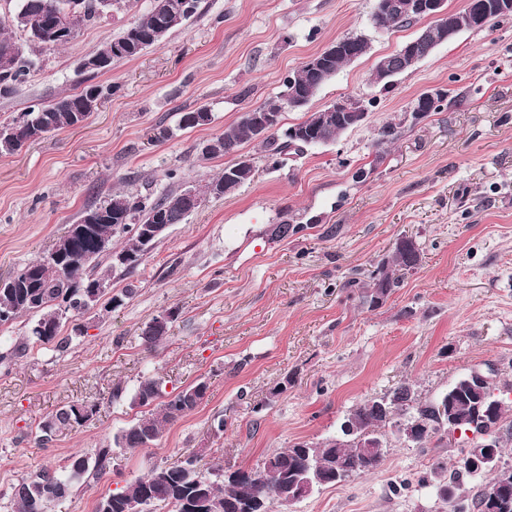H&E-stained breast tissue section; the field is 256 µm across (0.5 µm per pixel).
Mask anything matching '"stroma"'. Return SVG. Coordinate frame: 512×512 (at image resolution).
I'll list each match as a JSON object with an SVG mask.
<instances>
[{
  "label": "stroma",
  "instance_id": "obj_1",
  "mask_svg": "<svg viewBox=\"0 0 512 512\" xmlns=\"http://www.w3.org/2000/svg\"><path fill=\"white\" fill-rule=\"evenodd\" d=\"M151 6L132 0L65 47L33 53L27 80L0 98L3 122L91 83L107 92L84 127L0 156V279L50 251L114 191L161 192L171 169L186 185L217 176L226 160L204 157L203 146L242 112L276 100L308 57L354 32L369 52L310 107L347 99L367 117L276 167L258 143L242 144L252 180L205 198L133 275L113 277L120 305L67 314L66 351L32 344L15 354L31 316L0 325V512H15L11 488L31 473L93 454L141 417L129 396L146 376L161 378L168 393L200 378L209 390L149 453L122 452L112 472L74 488L53 512H94L99 497L143 476L149 463L190 453L257 466L274 450L336 435L354 408L403 384L432 398L490 368L497 384H512V17L461 33L386 91L372 82L374 66L418 27L375 29L374 0H201L161 45L94 77L82 70L84 57ZM245 87L251 95L239 99ZM434 89L447 90L448 106L380 144L382 126ZM200 106L211 123L179 129L181 114ZM165 129L172 137L160 138ZM360 168L367 179L353 181ZM284 223L295 233L274 236ZM404 235L421 263L380 307H368L360 288ZM352 279L360 287H349ZM174 306L180 314L166 338L146 348L143 329ZM286 377L287 391L270 397ZM81 400L97 403L91 420L41 443L38 423ZM217 418L220 435L210 429ZM466 445L457 435L442 447L391 440L375 471L316 491L293 512H445L437 486L449 482Z\"/></svg>",
  "mask_w": 512,
  "mask_h": 512
}]
</instances>
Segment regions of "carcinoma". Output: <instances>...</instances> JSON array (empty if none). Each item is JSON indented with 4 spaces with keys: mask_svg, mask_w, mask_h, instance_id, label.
<instances>
[{
    "mask_svg": "<svg viewBox=\"0 0 512 512\" xmlns=\"http://www.w3.org/2000/svg\"><path fill=\"white\" fill-rule=\"evenodd\" d=\"M20 0L19 10L9 19L0 21V97H8L30 73V61L23 52V44L15 35L20 31L29 41L46 50H55L72 41L84 25L97 19L102 13L100 0ZM192 9H182V0H153L150 11L139 18L118 38L105 43L94 56L105 61L110 69L112 61L133 59L145 49L153 46L152 35L159 29L166 33L181 26L198 9L199 0H190ZM479 16L478 29L484 30L505 14L484 5L495 0H469ZM346 58L342 55L330 57L329 68L321 77L313 76L306 65L283 83L277 101L260 105L242 113L233 126L216 137V145L205 152L207 157L230 156L246 141L260 140L268 157L280 164L282 155L289 150L301 152L306 147L329 144L345 129L334 123L320 127L309 134L306 143L295 141L291 129L271 133L260 138L256 126L250 119L254 112L281 113L286 107L306 106L333 79L343 67ZM411 70L405 64L401 51L380 57L375 68L377 83L388 86L391 79ZM102 89L88 85L82 91L59 96L47 105L31 106L20 116L0 124L1 129L20 126L18 134L10 139L0 137V155H13L26 144L67 128H77L87 121L101 100ZM448 98V92L439 91L431 99L420 96L415 104L423 114L439 112ZM211 122V112L206 107L185 112L180 117L179 128H194ZM254 167L238 166L233 162L224 166L222 174L204 185L192 188L194 199L185 202L183 189H166L159 194L140 195L126 190H117L103 200L86 208L77 225L83 232L74 237L69 258L64 263L53 262L44 255L29 262L7 278L9 285L0 288V325L12 322L21 315L35 317L27 341L39 344L56 343L64 349L67 340L59 338L61 319L68 313H83L95 302L89 300V285L98 281H109L112 273L125 275L134 273L149 252L142 240L141 229L146 224H181L189 210L197 209L208 196L221 197L234 193L243 184L251 181ZM124 238V245L112 246V239ZM115 254H127L134 265L116 268L112 262ZM421 255L414 252L409 239L396 241L390 255L378 264L371 274V284L361 295L363 302L376 308L398 287L406 272L420 265ZM169 327L161 329L148 325L142 332L144 345L156 346L168 334ZM512 391V385L500 389L492 382H477L472 374L454 381L442 395L430 399L419 397L414 388L404 384L391 394L384 396L391 404L390 411L378 413L365 401L350 412L342 431L321 443L296 442L287 448L270 453L264 461L254 467L257 478H252L245 468L224 470L220 462L212 464L204 472L194 456L171 464H153L148 473L121 488L112 490L97 503L95 512H130L135 506L152 512V508L163 505L171 512H271L272 506L288 491L295 493L307 478L302 461L306 457H317L323 465L317 475L322 486L332 487L349 477L367 474L376 470L382 462L386 449L360 448L356 441L368 437L386 440V430L400 424L396 416L407 415L406 421H419L425 434L417 440L422 445L434 440L444 443L445 437L455 432L465 436L472 433L479 441L469 448L461 449L459 468L450 475L456 483L463 475L481 477L491 474L471 502L455 499L453 491L443 502L448 512H483L485 498L496 486L499 471L507 468L503 464L497 469L473 472L468 461L486 449V442L493 441L492 451L496 461H501L502 441L512 436V421L504 419V390ZM208 390L200 380L176 393L163 391V382L158 377L148 376L139 381L130 396L133 407H148V414L131 421L112 436L91 456L74 454L60 468H44L12 487V498L17 512H50L52 506L68 497L74 485L80 481L99 479L111 472L118 459L117 450H147L163 436L167 426L189 415L204 400ZM96 412V404L82 401L63 406L43 419L39 425L41 441L49 443L53 437L46 430L59 434L72 430L87 422Z\"/></svg>",
    "mask_w": 512,
    "mask_h": 512,
    "instance_id": "carcinoma-1",
    "label": "carcinoma"
}]
</instances>
